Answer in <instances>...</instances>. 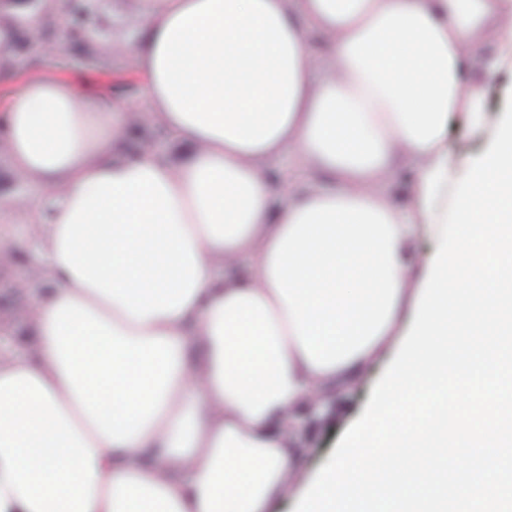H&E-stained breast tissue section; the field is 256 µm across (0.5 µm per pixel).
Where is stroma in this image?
I'll return each mask as SVG.
<instances>
[{"instance_id": "obj_1", "label": "stroma", "mask_w": 512, "mask_h": 512, "mask_svg": "<svg viewBox=\"0 0 512 512\" xmlns=\"http://www.w3.org/2000/svg\"><path fill=\"white\" fill-rule=\"evenodd\" d=\"M142 11V0H102L95 33L86 40L62 46L58 35L69 19L61 0H6L0 6V24L13 29L15 43L20 45L37 37L42 39L44 48L22 62L13 54L0 57V113L5 110L9 95L23 81L45 73L61 76L88 94L111 100L109 86L113 76L138 68L134 57L118 54L116 47L142 42L146 31ZM120 94L125 101V120L138 130L135 145L146 148L163 132L164 126L147 100L142 83L126 86ZM387 364V359H380L358 386L347 388L340 400L331 401L324 421L316 427L290 432L291 444L298 450V462L291 487L283 498L284 505H291L311 485L346 427L369 401Z\"/></svg>"}]
</instances>
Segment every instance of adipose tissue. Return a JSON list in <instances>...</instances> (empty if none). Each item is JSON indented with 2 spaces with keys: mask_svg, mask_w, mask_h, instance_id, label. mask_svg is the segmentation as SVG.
<instances>
[{
  "mask_svg": "<svg viewBox=\"0 0 512 512\" xmlns=\"http://www.w3.org/2000/svg\"><path fill=\"white\" fill-rule=\"evenodd\" d=\"M144 2L124 51L188 160L121 158V107L51 76L0 113L50 191L21 206L46 223L51 288L32 354L0 361V512H277L292 415L409 330L470 166L452 124L493 138L466 72L512 74V0ZM285 151L315 183L269 178ZM219 257L248 267L219 279Z\"/></svg>",
  "mask_w": 512,
  "mask_h": 512,
  "instance_id": "adipose-tissue-1",
  "label": "adipose tissue"
}]
</instances>
